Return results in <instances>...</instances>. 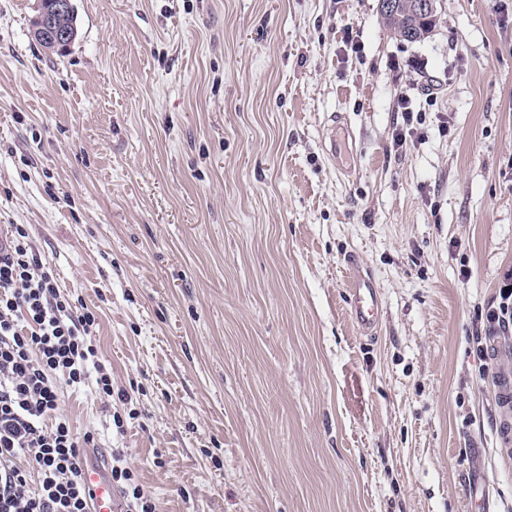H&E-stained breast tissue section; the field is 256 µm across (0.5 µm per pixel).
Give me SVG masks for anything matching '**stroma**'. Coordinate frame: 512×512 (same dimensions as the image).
<instances>
[{
  "label": "stroma",
  "instance_id": "1",
  "mask_svg": "<svg viewBox=\"0 0 512 512\" xmlns=\"http://www.w3.org/2000/svg\"><path fill=\"white\" fill-rule=\"evenodd\" d=\"M440 3L411 43L380 0H74L51 52L0 0V228L97 314L131 400L62 410L158 512H512V0ZM412 106L413 100L408 94L400 95L397 102V110L398 112H401L403 124L397 129L394 136V144L397 147H402L406 144L407 138L405 132L407 131L409 136L413 133L414 121H416V124L418 125L422 124L424 121L422 111L418 110L415 112ZM346 265L351 271L349 288L350 315L363 336L377 333L382 315V301L379 288L374 279L362 273L355 255L348 256ZM499 297L498 306L487 311L486 319L489 325L506 329L512 322V289L505 291V288H501ZM497 394L502 409V422L500 435L507 441L512 440V421L509 419L510 408L512 410V371H503L497 379Z\"/></svg>",
  "mask_w": 512,
  "mask_h": 512
}]
</instances>
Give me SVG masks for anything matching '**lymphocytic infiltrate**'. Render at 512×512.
Listing matches in <instances>:
<instances>
[{
  "label": "lymphocytic infiltrate",
  "instance_id": "lymphocytic-infiltrate-1",
  "mask_svg": "<svg viewBox=\"0 0 512 512\" xmlns=\"http://www.w3.org/2000/svg\"><path fill=\"white\" fill-rule=\"evenodd\" d=\"M27 238L15 224L0 241V512H88L81 468L95 437L62 413L64 392L90 386L107 403L129 395L112 385L96 314L61 293ZM110 473L127 512H156L123 449Z\"/></svg>",
  "mask_w": 512,
  "mask_h": 512
}]
</instances>
